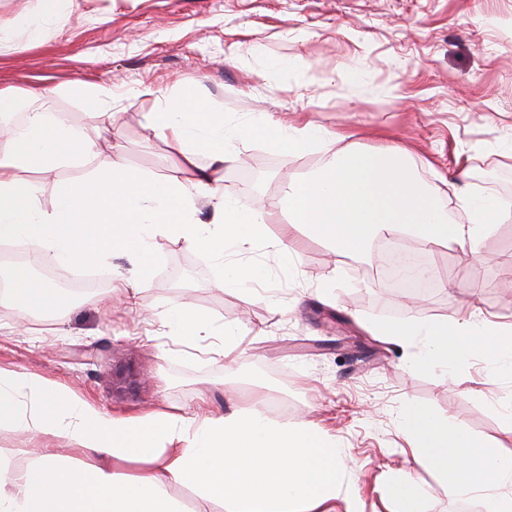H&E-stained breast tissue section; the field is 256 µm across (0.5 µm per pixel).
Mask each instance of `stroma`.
Listing matches in <instances>:
<instances>
[{"mask_svg":"<svg viewBox=\"0 0 512 512\" xmlns=\"http://www.w3.org/2000/svg\"><path fill=\"white\" fill-rule=\"evenodd\" d=\"M108 84L100 124L75 82ZM22 92L15 114L33 106L63 112L100 155L120 149L127 165L174 173L178 147L148 137L144 115L165 101L203 96L233 124L264 114L292 126L312 121L328 138L299 153L259 139L231 144L225 195L264 198L282 209L285 179L320 171L344 146H407L417 179L440 190L459 223L460 192L500 200L512 211V0H71L38 41L0 47V87ZM38 99H31L29 91ZM294 250L282 265L275 249ZM162 256L148 276L117 254L98 269L112 298L60 291L58 312L0 304V370L40 375L118 417L159 410L229 411L257 397L287 395L289 419L335 439L344 464L336 512H389L390 480L413 471L421 512H484L480 498L453 499L412 459L399 416L413 402L453 416L482 442L512 450L497 409L512 401V376L486 379L473 356L454 373L414 365L420 344L374 336L376 320L462 319L472 308L512 322V220L478 249L427 254L437 283L421 305L378 273L380 242L356 256L333 252L309 229L268 227L250 256L269 272L264 297L241 302L215 285V272L183 243L157 238ZM124 274L122 286L111 271ZM182 300L247 336L235 359L205 354L173 336L159 315ZM49 452L73 468L87 452L64 437L0 429V464L31 465Z\"/></svg>","mask_w":512,"mask_h":512,"instance_id":"obj_1","label":"stroma"}]
</instances>
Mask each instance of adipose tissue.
Instances as JSON below:
<instances>
[{
    "label": "adipose tissue",
    "mask_w": 512,
    "mask_h": 512,
    "mask_svg": "<svg viewBox=\"0 0 512 512\" xmlns=\"http://www.w3.org/2000/svg\"><path fill=\"white\" fill-rule=\"evenodd\" d=\"M149 136L180 146V175L155 178L124 163L120 153L96 157L65 114L34 107L19 126L0 134V245L34 244L23 263L0 265L6 302L53 309L58 297L34 275L38 266L87 269L114 254L132 257L141 274L159 263L157 237L183 242L217 272L216 285L243 302L257 300L264 270L244 261L267 237L271 211L262 200L226 197L220 187L231 139H262L279 151L298 152L323 139L314 122L291 126L267 117L229 124L201 98L166 102L147 113ZM211 163L202 167L199 154ZM408 150L398 144L351 146L336 151L318 174L288 182V222L311 227L334 249L362 252L373 240L401 234L422 245L457 247L476 254L475 243L493 225L512 219L489 199H468L469 223L449 222L436 189L411 175ZM90 165L77 181H55L50 204L22 171L53 176L65 167ZM211 223L198 218L201 206ZM177 336L198 341L217 336L219 356L237 350L242 332L218 325L206 310L178 302L163 314ZM370 331L396 344L422 341L417 366L454 371L490 351L494 374H512V325L480 310L460 321L379 320ZM22 427L65 437L98 463L74 469L53 455L37 458L22 485L0 466V512H321L335 499L342 469L335 441L313 428L271 417L257 399L230 413L157 412L116 418L41 377L0 371V428ZM401 428L414 461L431 469L449 497L483 493L485 512H512V451L492 448L450 416L408 405ZM187 487L193 503L170 496V483Z\"/></svg>",
    "instance_id": "adipose-tissue-1"
}]
</instances>
